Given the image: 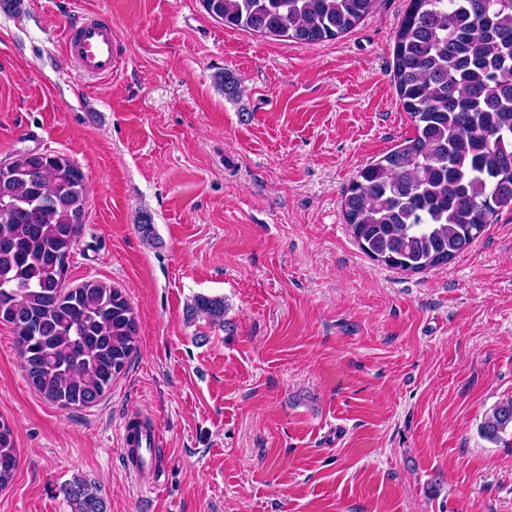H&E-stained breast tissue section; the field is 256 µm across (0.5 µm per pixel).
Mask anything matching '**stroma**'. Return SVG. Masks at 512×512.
<instances>
[{
	"label": "stroma",
	"instance_id": "35a3bbf8",
	"mask_svg": "<svg viewBox=\"0 0 512 512\" xmlns=\"http://www.w3.org/2000/svg\"><path fill=\"white\" fill-rule=\"evenodd\" d=\"M408 0L295 45L201 0H21L0 10V162L72 159L86 222L64 285L119 288L137 350L88 408L29 384L0 324V420L19 466L0 512H512V211L423 272L365 254L341 195L415 135L393 76ZM112 19L121 66L91 79L64 49L77 13ZM234 80L225 94L217 75ZM150 221L151 235L140 226ZM224 299L230 329L190 320ZM159 428L146 470L124 425ZM188 313L190 317L203 316L212 325H218L222 328L226 325V322H224V299L221 297H210L203 294L196 295L189 305ZM509 426L512 429V398L497 403L486 414L480 432L485 439L496 442ZM65 498L72 505V512H106L105 500L83 479L75 478L62 488Z\"/></svg>",
	"mask_w": 512,
	"mask_h": 512
}]
</instances>
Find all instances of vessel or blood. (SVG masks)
<instances>
[{
  "instance_id": "obj_1",
  "label": "vessel or blood",
  "mask_w": 512,
  "mask_h": 512,
  "mask_svg": "<svg viewBox=\"0 0 512 512\" xmlns=\"http://www.w3.org/2000/svg\"><path fill=\"white\" fill-rule=\"evenodd\" d=\"M65 31L66 51L84 75L110 77L117 62L111 24L77 16L66 21Z\"/></svg>"
}]
</instances>
